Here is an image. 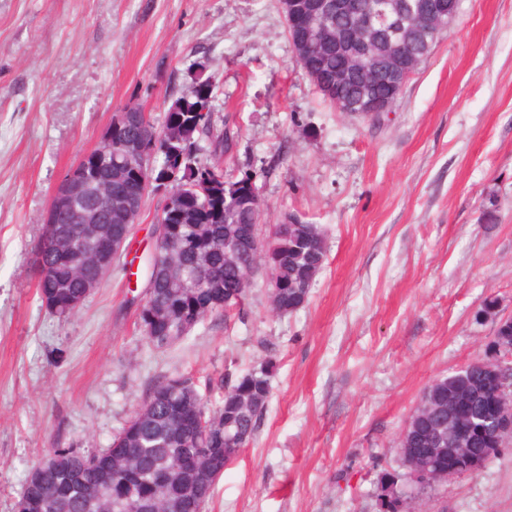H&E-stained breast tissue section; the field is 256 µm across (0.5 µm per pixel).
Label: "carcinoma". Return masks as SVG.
Masks as SVG:
<instances>
[{"label":"carcinoma","mask_w":512,"mask_h":512,"mask_svg":"<svg viewBox=\"0 0 512 512\" xmlns=\"http://www.w3.org/2000/svg\"><path fill=\"white\" fill-rule=\"evenodd\" d=\"M361 12L387 10L375 29L374 52L382 54L390 39H402L414 50L421 48L417 36L408 30L406 17L391 9L392 0H357ZM321 69L334 73L341 66L336 54L318 49L313 52ZM216 85L212 77H200L191 89L172 100L165 112L162 126H157L151 113L142 105L128 102L123 107L124 121L119 133L123 138L149 137L159 142L153 156L127 158L117 149L101 145V163L96 169L87 168V178L112 172V196H125L147 172L163 173L172 165H179L178 179L167 195L163 196L162 215L172 225L175 233L165 232L161 246L162 267L156 273L149 272L141 292L140 301L157 319L159 335L166 342L143 333L147 343L156 349L164 348L189 334L182 325V317L188 310L197 314V322L220 314L222 307L209 303L215 293L226 288H239L246 294L249 285L240 263L224 260V241L242 236L246 225L255 223V212L248 206L224 202V157L236 146L235 137L227 135L224 119L218 115L214 102ZM100 217L105 224L116 230L127 223L122 202L98 204ZM63 233L77 247H84V226L60 223L43 225V243L37 245L39 263L53 267L55 276L69 281L68 292L80 291L85 277L97 275V271L81 265L79 254L60 260L54 252L53 237ZM273 243L277 248L261 249L259 257L267 268L276 273L283 286L290 285L304 274L315 278L320 269L311 268L310 253L296 248L280 235L292 233L286 228L273 230ZM273 363L265 361L252 365L241 373L228 372L215 381H209L207 395L197 391L194 379L188 375L163 377L152 386L147 400L151 411L142 420H130L124 428V436L134 429L128 439L132 465L130 474L122 476L121 490L103 489L99 470L108 461L106 451L83 453L75 448H53L58 458L55 466L40 468L39 482L26 478L18 504L25 505L23 512H99L101 506L109 512H131L141 493L153 488L160 490L164 498L181 499L183 512H198L199 502L182 494L185 484L200 486L204 499H209L216 479L204 469L188 476H180L182 444L178 440L181 425L179 410L195 404L206 420L223 423L224 416L235 411L229 428L234 446L228 449L237 453L249 446L257 433L270 398V378ZM453 385L466 398L467 412L475 423L481 425L487 412V395L494 387L484 371L470 363L466 368L451 375ZM455 405L453 398L444 402L430 403L429 414L436 425L448 427V412Z\"/></svg>","instance_id":"carcinoma-1"}]
</instances>
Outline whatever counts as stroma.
I'll return each instance as SVG.
<instances>
[{"label": "stroma", "instance_id": "obj_1", "mask_svg": "<svg viewBox=\"0 0 512 512\" xmlns=\"http://www.w3.org/2000/svg\"><path fill=\"white\" fill-rule=\"evenodd\" d=\"M237 130L228 173H252L262 228L324 232L303 307L270 310L255 276L240 312L163 349L133 303L161 195L83 306L42 303L32 250L55 187L137 101L162 120L197 75ZM495 207L496 223L483 222ZM512 313V0H460L390 112L324 102L295 62L279 0H0V512L52 448L112 444L154 381L198 385L271 358L255 440L204 512H378L424 390L479 358L487 299ZM410 512H512V447L415 491Z\"/></svg>", "mask_w": 512, "mask_h": 512}]
</instances>
